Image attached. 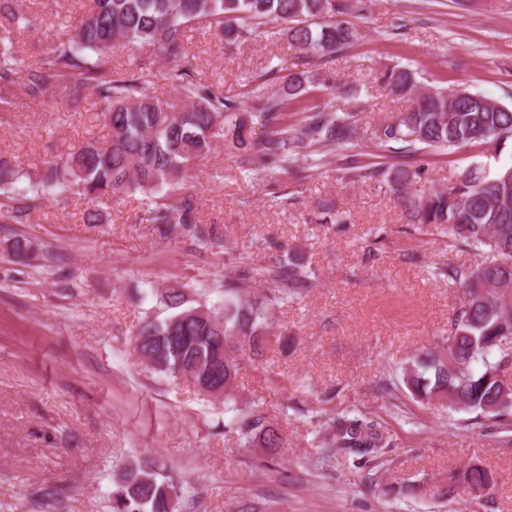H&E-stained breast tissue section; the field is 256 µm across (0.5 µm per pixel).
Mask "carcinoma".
<instances>
[{
	"label": "carcinoma",
	"instance_id": "obj_1",
	"mask_svg": "<svg viewBox=\"0 0 512 512\" xmlns=\"http://www.w3.org/2000/svg\"><path fill=\"white\" fill-rule=\"evenodd\" d=\"M93 7L73 22V34L52 45L39 61L27 63L11 51V32L27 27L30 18L18 0H0V16L9 26L0 30V114L14 111L20 100L43 97L51 87L64 86L79 95L95 90L110 139L88 143L67 155L40 177L30 176L0 156V222L23 223L29 211L53 191L75 193L92 204L89 224L102 221V201L140 193L152 202L147 221L162 238L171 225L183 224L199 241L221 239L214 229L194 220V198L184 175L207 158L221 137L238 151H250L245 161L256 170L298 174L293 163L303 158L313 167L318 155L339 153L348 159L354 179L385 178L391 191L408 203L410 217L423 228L448 230V251L463 250L472 259H453L437 267L436 276L460 291L448 335L381 380L389 397H404L419 405L445 402L448 408L475 419L512 426V394L501 388L512 354L502 341L512 338V163L494 173L465 169L446 189L409 192L411 174L389 170L383 162H368L358 152L361 139L355 115L327 112L314 105L294 123L288 107L311 92L307 71L288 74L279 93L249 102L229 98L197 81L188 66L172 74L175 98L160 100L147 93L148 75L130 68H112V53L121 46L156 47L173 60L184 57L186 29L195 23L215 25L228 44L245 42L271 21L287 24L288 40L305 58L332 57L354 45L358 32L347 22L318 23L315 18L342 14L343 0H92ZM380 84L390 94L412 98L406 112L384 123L377 139L389 151L396 145L409 151L418 145L452 150L475 146L500 153L512 141V108L466 88L448 91L423 88L417 73L393 67ZM263 131L255 142V126ZM27 186L18 187L21 181ZM492 253L494 260L485 259ZM267 283L265 291H250L253 276ZM310 273L302 258L287 255L273 269H258L224 290L212 302L192 298L190 284L156 290L162 318L146 319L137 329L135 350L154 372L186 378L203 388L224 386V405L233 412L232 428L248 447L256 444L271 454L284 447L279 426L262 414L237 406L233 385L242 360L262 356L273 307L301 295ZM320 454L340 451L365 457L389 447L381 423L348 414L325 422ZM472 492L493 487L491 471L469 465L461 477L434 491L440 499L454 498L457 483ZM181 487L166 464L154 459L128 461L112 489V512H175Z\"/></svg>",
	"mask_w": 512,
	"mask_h": 512
}]
</instances>
